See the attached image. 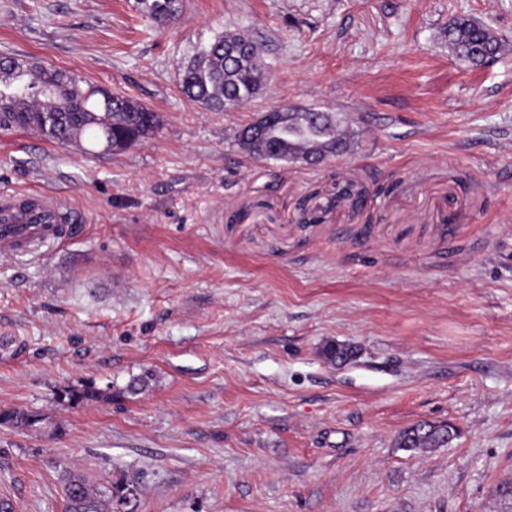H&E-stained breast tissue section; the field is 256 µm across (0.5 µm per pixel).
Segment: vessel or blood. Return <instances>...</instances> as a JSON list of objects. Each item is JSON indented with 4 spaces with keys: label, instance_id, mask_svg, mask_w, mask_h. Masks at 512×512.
Masks as SVG:
<instances>
[{
    "label": "vessel or blood",
    "instance_id": "b4317fda",
    "mask_svg": "<svg viewBox=\"0 0 512 512\" xmlns=\"http://www.w3.org/2000/svg\"><path fill=\"white\" fill-rule=\"evenodd\" d=\"M66 204L55 198H41L33 207L15 210L5 208L0 212V252L5 254L29 253L36 250L47 238L65 241L69 230L58 222Z\"/></svg>",
    "mask_w": 512,
    "mask_h": 512
}]
</instances>
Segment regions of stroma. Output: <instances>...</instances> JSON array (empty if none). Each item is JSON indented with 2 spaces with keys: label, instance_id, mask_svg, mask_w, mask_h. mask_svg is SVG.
<instances>
[{
  "label": "stroma",
  "instance_id": "1",
  "mask_svg": "<svg viewBox=\"0 0 512 512\" xmlns=\"http://www.w3.org/2000/svg\"><path fill=\"white\" fill-rule=\"evenodd\" d=\"M502 39L458 60L453 19ZM227 29L270 80L212 112L180 59ZM147 106L159 130L88 154L0 131V200L72 208L66 242L0 256V498L65 512L64 476L136 488L133 512H500L512 481V0H0V56ZM278 105L335 112L348 151L250 157ZM365 196L364 206L341 195ZM330 342L353 345L330 363ZM152 378L137 394L128 381ZM95 383L109 400L72 403ZM419 421L456 435L398 446ZM137 5L145 18L158 24L175 20L183 9L182 0H137ZM62 398H67L70 402L76 401H95L101 399H112V388L106 389L96 387L94 384L81 385L80 388H71L66 391ZM44 419L37 411L12 408L0 410V425L21 431H36Z\"/></svg>",
  "mask_w": 512,
  "mask_h": 512
}]
</instances>
